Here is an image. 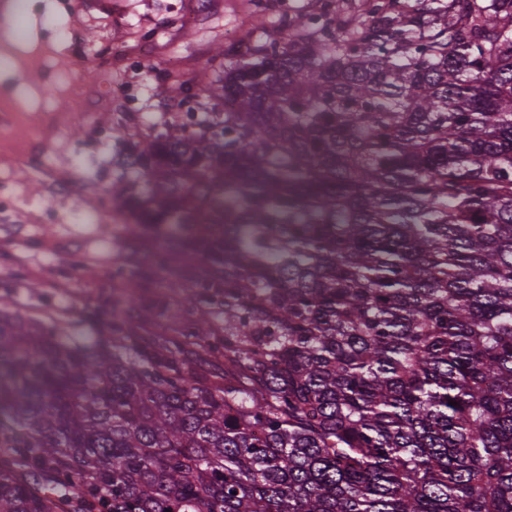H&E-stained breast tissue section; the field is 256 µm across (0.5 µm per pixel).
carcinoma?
Masks as SVG:
<instances>
[{
  "instance_id": "1",
  "label": "carcinoma",
  "mask_w": 512,
  "mask_h": 512,
  "mask_svg": "<svg viewBox=\"0 0 512 512\" xmlns=\"http://www.w3.org/2000/svg\"><path fill=\"white\" fill-rule=\"evenodd\" d=\"M271 26L112 158L131 273L224 335L0 311V512H512V0Z\"/></svg>"
}]
</instances>
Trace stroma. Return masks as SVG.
Masks as SVG:
<instances>
[{
	"label": "stroma",
	"instance_id": "35a3bbf8",
	"mask_svg": "<svg viewBox=\"0 0 512 512\" xmlns=\"http://www.w3.org/2000/svg\"><path fill=\"white\" fill-rule=\"evenodd\" d=\"M0 0V94L18 121L0 130V310L38 321L76 343L112 337L122 295L154 299L191 319L190 283L166 273L157 291L123 265L133 244L108 191L119 173L114 131L144 142L182 122L174 80L194 83L214 44L244 38L251 0ZM187 20L172 19L173 9ZM100 320L89 325L88 312Z\"/></svg>",
	"mask_w": 512,
	"mask_h": 512
}]
</instances>
